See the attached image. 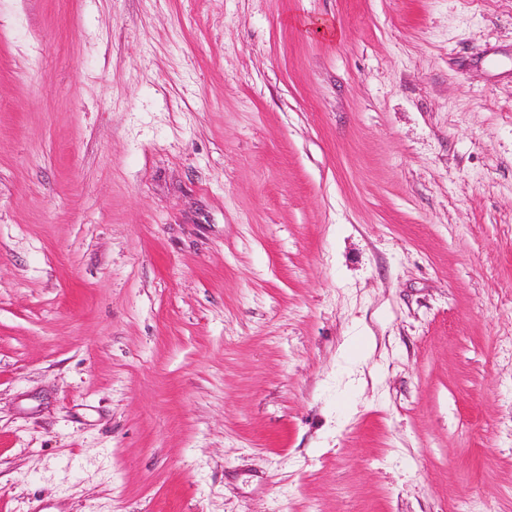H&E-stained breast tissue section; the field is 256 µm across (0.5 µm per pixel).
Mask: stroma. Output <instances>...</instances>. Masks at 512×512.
<instances>
[{"label": "stroma", "mask_w": 512, "mask_h": 512, "mask_svg": "<svg viewBox=\"0 0 512 512\" xmlns=\"http://www.w3.org/2000/svg\"><path fill=\"white\" fill-rule=\"evenodd\" d=\"M512 512V0H0V512Z\"/></svg>", "instance_id": "obj_1"}]
</instances>
